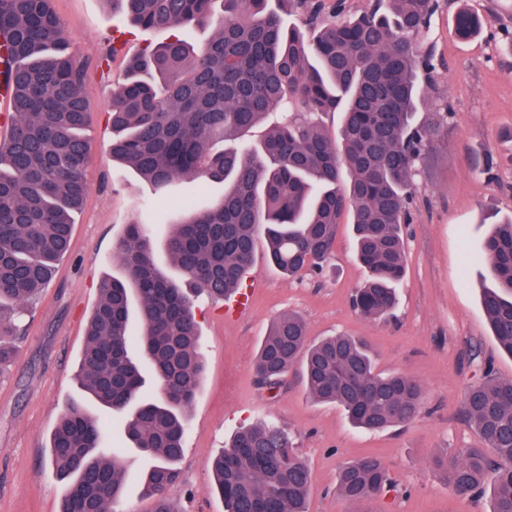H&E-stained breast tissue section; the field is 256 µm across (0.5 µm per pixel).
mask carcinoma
Returning a JSON list of instances; mask_svg holds the SVG:
<instances>
[{"instance_id":"1","label":"carcinoma","mask_w":512,"mask_h":512,"mask_svg":"<svg viewBox=\"0 0 512 512\" xmlns=\"http://www.w3.org/2000/svg\"><path fill=\"white\" fill-rule=\"evenodd\" d=\"M290 1L302 11L306 37L269 0H112L133 24L170 31L167 41L130 58L126 82L112 94V157L160 195L177 181L196 182L183 195L179 220L152 209L151 223L171 226L165 250L186 282L158 264L151 223L128 225L113 250L123 277L100 285L78 373L81 388L123 419L127 440L155 459L143 475L152 512H178L170 492L205 369L190 291L232 296L261 235L283 273L320 270L346 222L368 271L354 307L375 319L396 305L402 224L438 132L414 123L426 94L420 76L435 69L420 45L436 0H369L352 19L341 17L342 0L328 16L324 0H279ZM484 23L467 9L455 17L464 38ZM188 24L213 29L196 53L180 37ZM2 32L16 67L14 129L0 143V367L14 358L16 313L68 251L70 213L89 195L84 67L70 52L73 36L51 0H0ZM292 110L305 117H281ZM323 112L342 113L338 136L317 121ZM263 121L270 129L262 141H240ZM208 182L224 184V193L200 209ZM476 260L494 280L482 301L489 325L512 354V217L492 224ZM300 360L309 393L341 407L359 428L383 430L419 414L417 381L377 371L362 339L310 343L305 322L292 315L274 321L260 344L259 385L281 387ZM147 372L160 394L146 390ZM464 413L480 445L434 465L459 493L491 485V512H512V379L485 371L468 386ZM103 430L74 406L52 434L48 462L70 479L63 512H112L121 498L130 472L123 449L101 446ZM310 484V467L288 431L263 421L216 457L210 491L223 498L224 512H306ZM338 489L359 502L395 485L379 457L365 456L341 469Z\"/></svg>"}]
</instances>
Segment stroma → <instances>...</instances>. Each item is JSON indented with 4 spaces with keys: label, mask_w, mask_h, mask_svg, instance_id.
<instances>
[{
    "label": "stroma",
    "mask_w": 512,
    "mask_h": 512,
    "mask_svg": "<svg viewBox=\"0 0 512 512\" xmlns=\"http://www.w3.org/2000/svg\"><path fill=\"white\" fill-rule=\"evenodd\" d=\"M53 8L86 68L89 197L71 214L68 253L23 318L14 361L0 368V512L62 510L67 482L46 461L50 436L70 405L89 407L77 375L98 286L121 276L114 245L128 224L145 220L154 197L149 182L113 160L109 109L128 59L164 41L166 32L132 26L109 0H53ZM463 8L489 19L467 39L454 27ZM425 46L437 68L416 119L441 133L415 179L403 227L405 274L392 316L370 319L352 307L367 271L344 228L320 275H285L268 263L265 246H257L241 286L245 313L196 296L206 371L186 415L180 480L171 492L178 512H224L223 500L208 491L211 461L240 428L263 420L287 429L311 468L307 512H491V494H456L433 461L479 443L462 409L466 386L488 368L512 379V354L493 336L482 306L492 285L489 270L473 258L489 231L485 217L512 215V0H438ZM288 314L306 322L313 341L337 334L366 339L377 371L421 385L417 418L365 431L342 408L314 401L298 375L277 390L262 388L256 352L271 322ZM90 409L109 425L107 445L123 449L136 474L115 512H149L152 501L138 475L153 458L127 447L122 423L109 410ZM368 454L384 459L397 489L359 506L339 494L338 475L342 465Z\"/></svg>",
    "instance_id": "35a3bbf8"
}]
</instances>
